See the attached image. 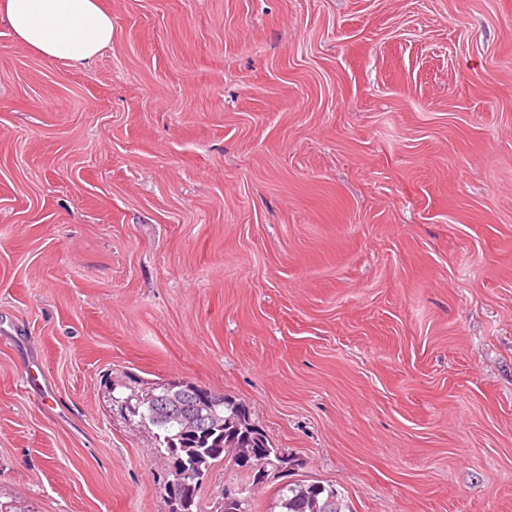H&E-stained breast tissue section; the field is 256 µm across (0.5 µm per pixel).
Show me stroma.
<instances>
[{
    "label": "stroma",
    "mask_w": 512,
    "mask_h": 512,
    "mask_svg": "<svg viewBox=\"0 0 512 512\" xmlns=\"http://www.w3.org/2000/svg\"><path fill=\"white\" fill-rule=\"evenodd\" d=\"M100 3L85 68L0 23V506L168 512L133 376L288 461L197 512H512V0ZM278 492L282 512H350L333 486L287 483Z\"/></svg>",
    "instance_id": "35a3bbf8"
}]
</instances>
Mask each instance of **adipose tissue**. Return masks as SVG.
<instances>
[{
    "instance_id": "ef3b65f1",
    "label": "adipose tissue",
    "mask_w": 512,
    "mask_h": 512,
    "mask_svg": "<svg viewBox=\"0 0 512 512\" xmlns=\"http://www.w3.org/2000/svg\"><path fill=\"white\" fill-rule=\"evenodd\" d=\"M49 62L85 66L112 44V18L99 0H0V19Z\"/></svg>"
}]
</instances>
